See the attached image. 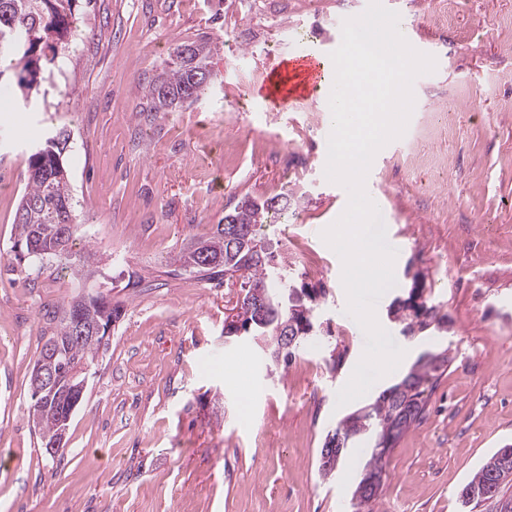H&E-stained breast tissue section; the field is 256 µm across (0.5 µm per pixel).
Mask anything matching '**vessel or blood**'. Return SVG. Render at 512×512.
I'll return each instance as SVG.
<instances>
[{"mask_svg":"<svg viewBox=\"0 0 512 512\" xmlns=\"http://www.w3.org/2000/svg\"><path fill=\"white\" fill-rule=\"evenodd\" d=\"M324 67L323 55L317 49H308L289 57L283 69L267 80L269 98L288 104L299 103L307 88L317 84Z\"/></svg>","mask_w":512,"mask_h":512,"instance_id":"obj_1","label":"vessel or blood"}]
</instances>
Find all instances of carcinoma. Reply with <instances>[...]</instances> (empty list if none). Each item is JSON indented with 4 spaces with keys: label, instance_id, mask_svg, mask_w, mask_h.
<instances>
[{
    "label": "carcinoma",
    "instance_id": "cac0c4a2",
    "mask_svg": "<svg viewBox=\"0 0 512 512\" xmlns=\"http://www.w3.org/2000/svg\"><path fill=\"white\" fill-rule=\"evenodd\" d=\"M74 3L75 0H0V57L16 59L15 68L19 69L12 97L29 102L40 71L57 64L60 55L70 51ZM219 51V44L208 36L178 47L172 61L144 88L148 111L165 115L197 100L214 78L211 59ZM67 142L68 134L60 130L33 149L13 224L17 244L23 249H28L32 241L40 244L39 252L28 256L32 272L38 274L46 264L56 261L69 266L80 281L95 271L86 268L82 255L72 251L78 229L74 223L78 201L61 161ZM274 212L276 209L266 203L246 196L225 217L241 229L254 232ZM224 232L219 223L208 235L191 239L180 248L177 261L202 278L212 280L220 276L226 286L237 288L236 300L224 314V337L248 336L267 351L275 366L286 368L307 340V329L317 324L318 299L325 291L297 287L288 262L275 248L258 251L248 239L229 249ZM268 300L278 310L275 316L264 320L257 316L256 308ZM392 314L401 324L402 335L413 338L448 324V317L424 299L420 288L410 289ZM75 315L91 332L83 340L70 343ZM119 317V307L112 306V300L100 293L79 292L57 306L52 312L55 325L48 340L58 339L62 344V354L54 362L61 377H68L78 366L90 365L107 350L104 337ZM287 333L297 337L292 347L285 341ZM451 361L445 349L421 355L400 380L364 405V418L351 412L340 420L347 430L334 428L341 435L333 447L338 457L361 439L370 442L366 448L369 459L351 497L354 512H374L384 485L386 459L405 433L423 420L438 379ZM31 400L34 404L43 401V410L33 427L45 448L62 428L60 407L67 398L54 395L48 399L34 391ZM503 466L504 461L496 451L466 482L458 496L464 512H474L482 506L487 512H512V496L507 494L512 483L496 480V472Z\"/></svg>",
    "mask_w": 512,
    "mask_h": 512
}]
</instances>
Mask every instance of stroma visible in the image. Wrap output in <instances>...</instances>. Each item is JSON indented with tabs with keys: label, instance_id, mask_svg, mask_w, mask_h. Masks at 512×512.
Segmentation results:
<instances>
[{
	"label": "stroma",
	"instance_id": "1",
	"mask_svg": "<svg viewBox=\"0 0 512 512\" xmlns=\"http://www.w3.org/2000/svg\"><path fill=\"white\" fill-rule=\"evenodd\" d=\"M436 60L413 83L404 135L374 158L365 188L400 246L397 284L376 305L405 349L453 362L428 410L388 457L377 512H461L458 491L512 445V0H382ZM368 0H78L75 48L43 71L28 108L0 112V512H350L366 461L350 450L319 472L328 431L396 382L337 406L365 347L344 319L338 255L321 232L346 190L325 177L331 83L300 105L271 101L268 72L305 45L332 53ZM447 16L437 24L433 13ZM223 42L193 104L152 119L141 87L202 36ZM79 202L76 249L122 314L88 371L56 457L28 416L49 314L76 293L70 270L35 283L14 247L30 150L57 129ZM288 197L261 225L300 281L325 289L329 334L288 369L224 338L233 289L173 264L243 197ZM419 285L446 331L408 340L388 317Z\"/></svg>",
	"mask_w": 512,
	"mask_h": 512
}]
</instances>
